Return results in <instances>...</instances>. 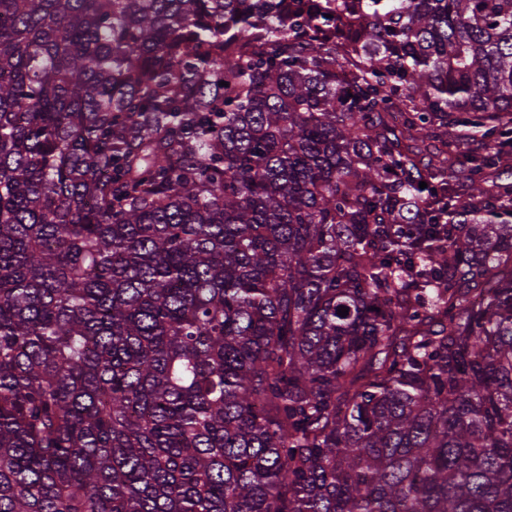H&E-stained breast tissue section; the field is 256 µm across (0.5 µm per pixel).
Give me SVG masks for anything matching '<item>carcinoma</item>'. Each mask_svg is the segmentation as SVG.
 Returning a JSON list of instances; mask_svg holds the SVG:
<instances>
[{"label": "carcinoma", "instance_id": "carcinoma-1", "mask_svg": "<svg viewBox=\"0 0 512 512\" xmlns=\"http://www.w3.org/2000/svg\"><path fill=\"white\" fill-rule=\"evenodd\" d=\"M0 512H512V0H0Z\"/></svg>", "mask_w": 512, "mask_h": 512}]
</instances>
